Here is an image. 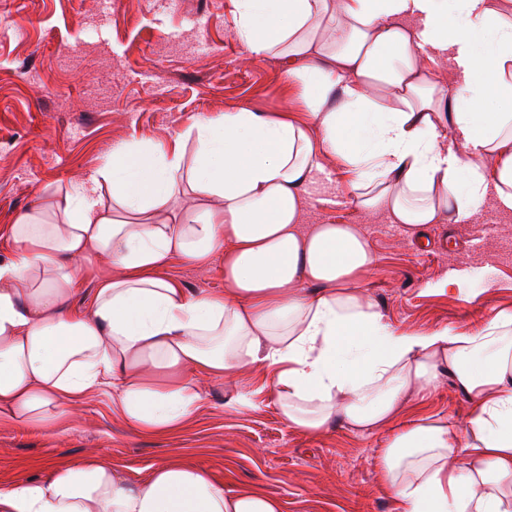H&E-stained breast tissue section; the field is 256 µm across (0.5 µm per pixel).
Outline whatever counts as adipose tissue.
<instances>
[{"instance_id": "obj_1", "label": "adipose tissue", "mask_w": 512, "mask_h": 512, "mask_svg": "<svg viewBox=\"0 0 512 512\" xmlns=\"http://www.w3.org/2000/svg\"><path fill=\"white\" fill-rule=\"evenodd\" d=\"M255 56L286 59L303 114L249 109L191 125L196 142L113 145L77 193L37 206L0 261V427L50 432L108 389L133 429H181L202 396L193 377L272 371L283 421L317 433L390 423L404 391L447 371L469 400L464 424L395 429L377 458L402 512H512V310L475 333L398 331L366 298L375 263L353 224L301 227L333 158L352 204L423 234L467 222L494 199L512 211V7L504 0H234ZM454 63L457 85L432 78ZM496 156L494 166L485 159ZM112 187V206L96 198ZM205 204L176 206L180 184ZM224 254L223 292L188 293L159 270L173 256ZM107 257L91 306L72 308L82 265ZM0 512H282L168 460L134 480L99 455L0 488Z\"/></svg>"}]
</instances>
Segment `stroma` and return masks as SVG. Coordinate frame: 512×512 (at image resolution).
Returning a JSON list of instances; mask_svg holds the SVG:
<instances>
[{"label":"stroma","instance_id":"35a3bbf8","mask_svg":"<svg viewBox=\"0 0 512 512\" xmlns=\"http://www.w3.org/2000/svg\"><path fill=\"white\" fill-rule=\"evenodd\" d=\"M232 0H0V257L7 233L33 205L76 192L112 151L138 137L171 144L193 119L243 108L268 115L301 113L296 88L275 56L251 55L234 35ZM302 213L304 228L356 224L377 262L362 288L400 331L480 329L488 314L512 309V211L494 201L463 224L428 225L416 238L387 213L360 209L335 160ZM473 274L478 297L449 285L452 271ZM163 277L187 292L224 289V255L199 267L171 257ZM200 408L167 435H144L100 392L67 429L37 433L0 428V486L89 453L141 480L163 461L210 472L226 491L280 500L282 512H401L377 457L394 428L436 416L461 423L470 403L447 372L411 389L392 423L362 433L333 426L310 435L287 427L261 367L221 378L198 376ZM241 408L225 406L237 388Z\"/></svg>","mask_w":512,"mask_h":512}]
</instances>
